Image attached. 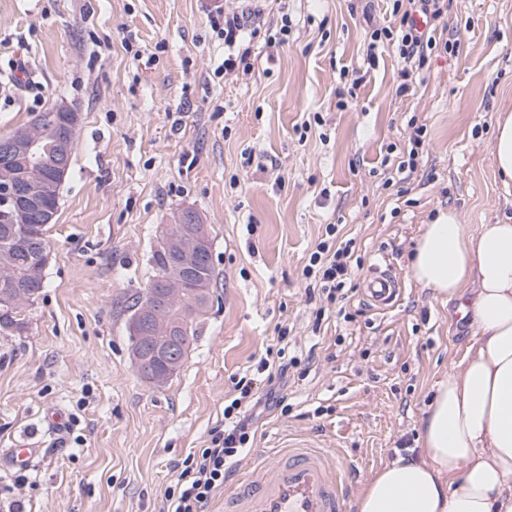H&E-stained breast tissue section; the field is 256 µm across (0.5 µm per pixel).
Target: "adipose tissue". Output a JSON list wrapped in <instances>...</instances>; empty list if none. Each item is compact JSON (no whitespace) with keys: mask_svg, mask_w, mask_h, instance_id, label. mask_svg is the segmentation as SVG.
Listing matches in <instances>:
<instances>
[{"mask_svg":"<svg viewBox=\"0 0 512 512\" xmlns=\"http://www.w3.org/2000/svg\"><path fill=\"white\" fill-rule=\"evenodd\" d=\"M412 279L457 300L479 334L436 387L422 456L378 469L357 512H512V224L469 231L456 210L425 224Z\"/></svg>","mask_w":512,"mask_h":512,"instance_id":"obj_1","label":"adipose tissue"}]
</instances>
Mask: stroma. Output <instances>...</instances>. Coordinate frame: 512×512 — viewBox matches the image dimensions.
<instances>
[{"label":"stroma","instance_id":"35a3bbf8","mask_svg":"<svg viewBox=\"0 0 512 512\" xmlns=\"http://www.w3.org/2000/svg\"><path fill=\"white\" fill-rule=\"evenodd\" d=\"M217 4L252 26L278 15L270 0H0V137L63 103L81 114L46 286L26 331L0 335V450H39L23 473L0 457V506L21 495L27 512H158L281 325L310 364L289 371L287 411L258 418L233 468L311 441L358 462L362 491L399 453L420 454L436 386L477 333L407 258L437 210L473 231L512 217L490 153L498 113L512 112V0H448L455 49H437L405 95L394 49L365 59L362 10L392 24L388 0H288V42L257 35L249 73L228 79L214 73ZM417 125L425 145L401 194L386 184L389 148ZM185 209L210 228L217 279L182 368L156 388L131 358L128 307ZM329 224L353 241L357 288L385 256L403 293L380 313L357 291L316 332L302 270Z\"/></svg>","mask_w":512,"mask_h":512}]
</instances>
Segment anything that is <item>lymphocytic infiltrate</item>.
<instances>
[{
	"label": "lymphocytic infiltrate",
	"mask_w": 512,
	"mask_h": 512,
	"mask_svg": "<svg viewBox=\"0 0 512 512\" xmlns=\"http://www.w3.org/2000/svg\"><path fill=\"white\" fill-rule=\"evenodd\" d=\"M392 13L398 16V25H368L367 51L372 54L385 45L395 48L404 63L398 91L405 94L412 89L416 71L426 65L437 48L435 34L445 17V0H392ZM417 13L425 17L426 31L415 29L413 16ZM212 25L226 49L218 73L236 76L249 69L251 43L245 38L247 24L243 15L218 6L213 11ZM352 273L351 244L337 243L335 225H327L324 239L302 271L308 281V300L320 302L316 321H323L332 305L348 299ZM299 363V358L286 357L284 350L270 352L259 362V378L236 382L234 394L224 406L223 430L213 432L209 446L187 458L175 483L166 489L160 512H208L215 492L224 486L230 465L253 443V410L272 399L275 381Z\"/></svg>",
	"instance_id": "1"
}]
</instances>
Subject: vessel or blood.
Here are the masks:
<instances>
[{
  "label": "vessel or blood",
  "instance_id": "1",
  "mask_svg": "<svg viewBox=\"0 0 512 512\" xmlns=\"http://www.w3.org/2000/svg\"><path fill=\"white\" fill-rule=\"evenodd\" d=\"M401 293L387 261L375 263L363 296L375 309L391 307ZM355 468L330 448L296 444L275 461L256 463L224 493L225 512H350L347 476Z\"/></svg>",
  "mask_w": 512,
  "mask_h": 512
}]
</instances>
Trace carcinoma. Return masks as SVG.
Masks as SVG:
<instances>
[{"mask_svg":"<svg viewBox=\"0 0 512 512\" xmlns=\"http://www.w3.org/2000/svg\"><path fill=\"white\" fill-rule=\"evenodd\" d=\"M31 129L38 141L41 170L50 174L55 164V142L59 134L56 118L52 112H41L33 120L25 124ZM200 223L199 216L192 210H183L174 217V223L168 225L164 237L160 238L157 249L152 254L155 274L151 281L136 297V301L129 307L130 314L127 319V329L131 343L138 340V330L135 317L144 306L155 300L164 284L168 274L185 264L196 266L195 278L188 284L186 300L183 306L170 309L166 317L173 326L172 333L182 346L179 360L173 364L151 354V346L144 347L146 360L139 375L143 378L155 371H165L176 375L181 369L187 351L195 339V326L197 319L202 317L208 309L211 298V287L217 275L212 263L211 251H205L201 260H189L186 256L169 249L165 245V237L175 233L179 228H187L191 224ZM49 226H40L38 212L28 210L17 218V223L9 228H0V272L9 268L14 275L11 281L0 280V335L13 336L26 329V312L40 297L46 287V276H32L31 268L47 267L46 256L50 247L46 236H36L39 231L47 232ZM20 287L27 295V306L18 307L13 304L14 289Z\"/></svg>","mask_w":512,"mask_h":512,"instance_id":"obj_1","label":"carcinoma"}]
</instances>
